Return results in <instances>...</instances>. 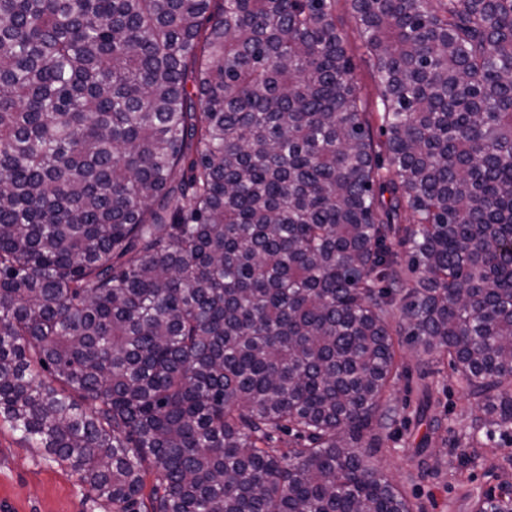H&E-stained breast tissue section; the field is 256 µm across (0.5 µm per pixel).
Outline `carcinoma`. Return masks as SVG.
<instances>
[{
    "label": "carcinoma",
    "instance_id": "obj_1",
    "mask_svg": "<svg viewBox=\"0 0 512 512\" xmlns=\"http://www.w3.org/2000/svg\"><path fill=\"white\" fill-rule=\"evenodd\" d=\"M349 2L375 117L336 0H0V423L106 512H410L396 336L512 427V0ZM339 24L353 53V75L361 87L367 112H381L380 90L372 58L362 44L355 23L349 14L346 0H336Z\"/></svg>",
    "mask_w": 512,
    "mask_h": 512
}]
</instances>
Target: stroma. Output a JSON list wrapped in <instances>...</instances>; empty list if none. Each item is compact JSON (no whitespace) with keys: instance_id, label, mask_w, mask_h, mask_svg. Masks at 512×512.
Listing matches in <instances>:
<instances>
[{"instance_id":"1","label":"stroma","mask_w":512,"mask_h":512,"mask_svg":"<svg viewBox=\"0 0 512 512\" xmlns=\"http://www.w3.org/2000/svg\"><path fill=\"white\" fill-rule=\"evenodd\" d=\"M337 16L353 53V75L366 109L380 111L372 58L346 0ZM404 367L392 399L398 407L380 447L366 449L373 466L401 491L412 512H474L489 491L512 484V433L478 407L449 366L416 344L397 348ZM435 405H426L427 393ZM0 512H104L78 473L46 460L20 433L0 424Z\"/></svg>"}]
</instances>
